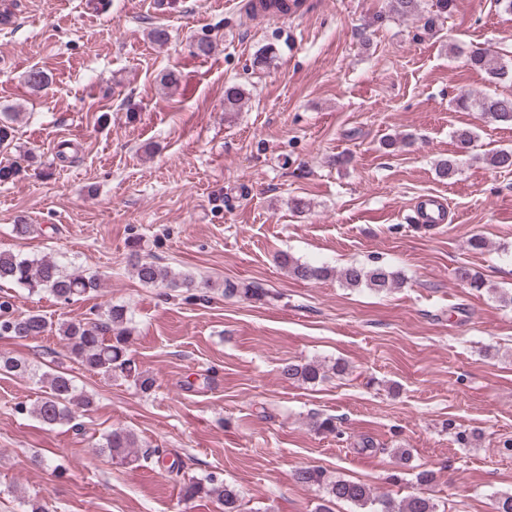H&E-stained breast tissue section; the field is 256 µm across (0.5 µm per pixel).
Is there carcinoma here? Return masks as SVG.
Segmentation results:
<instances>
[{"instance_id": "obj_1", "label": "carcinoma", "mask_w": 512, "mask_h": 512, "mask_svg": "<svg viewBox=\"0 0 512 512\" xmlns=\"http://www.w3.org/2000/svg\"><path fill=\"white\" fill-rule=\"evenodd\" d=\"M454 0H435V9H426L424 0H387L388 13L422 23V28L435 30L436 22L450 14ZM467 65L485 72L487 81L496 85L512 78V61L493 56L485 49L471 50L466 54ZM244 91L239 86L229 85L224 90V111L237 112L241 109ZM453 103L462 111H475L490 122L512 125V95H503L487 90L479 94L460 93ZM14 112L0 117V146H9L14 139ZM487 165L503 172H512V148H499L483 155ZM460 155L454 153L438 161L435 171L441 179H452L458 172ZM133 270L140 282L147 286L163 288L195 287L194 278L186 273L175 272L157 264L139 251H132ZM279 263L288 273L302 282L320 281L338 277L348 288H369L388 291L399 288L404 278L398 271L375 264L370 267L351 264L336 271L329 266H318L302 262L288 254L280 257ZM457 277L470 288L480 291L487 287L481 274L467 267L456 271ZM23 288L30 294H48L62 304H70L95 293L101 288V279L95 274L66 272L58 259L44 255L28 258L10 251H0V282ZM224 296H244L259 300L265 291L257 286L242 287L233 281L224 283ZM129 310L122 304H107L104 308H93L89 316L76 321L58 324L59 336L68 357L86 372L106 379L124 378L132 380L143 393L152 390L153 378L138 371L129 355L132 328ZM53 323L43 314L30 311L15 313L12 296H0V335L14 338H37L52 331ZM348 366L337 362L331 366L319 362L296 363L290 361L281 367V375L292 382L316 384L324 381L328 373L342 375ZM0 374L28 376L32 374L26 361L0 352ZM43 390L38 396L33 413L45 426L53 428L68 424L76 419L77 410L85 412L95 404L93 396L77 390L73 377L67 372L57 371L39 378ZM136 434L127 428L117 427L103 435L96 443V451L108 456L118 465L134 466L142 459L155 460L164 464L167 455L153 448L145 455L138 453ZM297 482L324 490L331 499L346 501L365 512H437V505L424 495H411L400 501L387 494L378 495L370 486L356 481L327 478L320 468L306 467L295 473ZM182 497L186 501L198 498L213 499L220 512H245L239 490L224 483L217 475L210 473L202 478H183Z\"/></svg>"}]
</instances>
